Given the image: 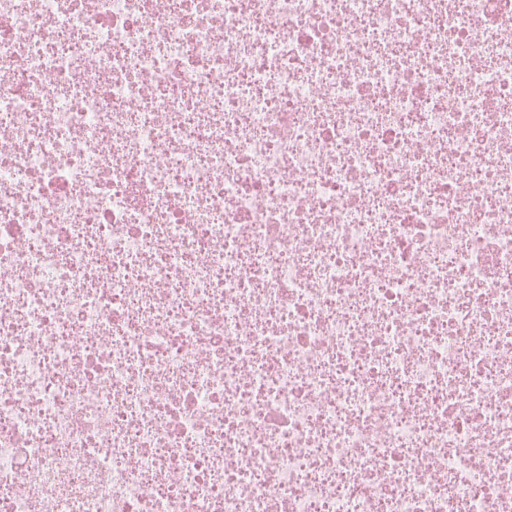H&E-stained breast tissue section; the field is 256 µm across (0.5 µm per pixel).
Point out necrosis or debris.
Returning a JSON list of instances; mask_svg holds the SVG:
<instances>
[{
	"label": "necrosis or debris",
	"instance_id": "1",
	"mask_svg": "<svg viewBox=\"0 0 512 512\" xmlns=\"http://www.w3.org/2000/svg\"><path fill=\"white\" fill-rule=\"evenodd\" d=\"M0 512H512V0H0Z\"/></svg>",
	"mask_w": 512,
	"mask_h": 512
}]
</instances>
